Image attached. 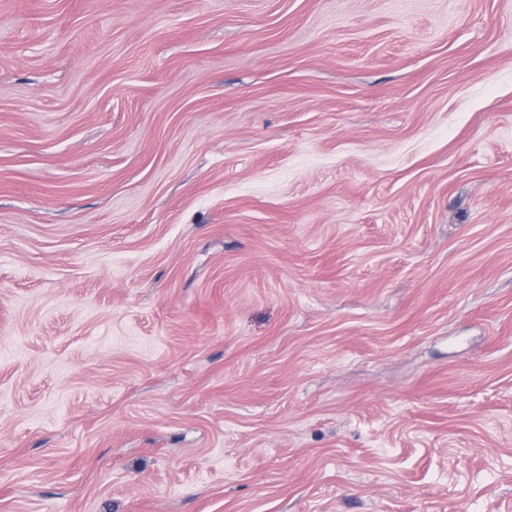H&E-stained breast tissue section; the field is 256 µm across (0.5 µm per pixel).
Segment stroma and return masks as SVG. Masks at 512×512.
I'll use <instances>...</instances> for the list:
<instances>
[{
  "label": "stroma",
  "instance_id": "stroma-1",
  "mask_svg": "<svg viewBox=\"0 0 512 512\" xmlns=\"http://www.w3.org/2000/svg\"><path fill=\"white\" fill-rule=\"evenodd\" d=\"M0 512H512V0H0Z\"/></svg>",
  "mask_w": 512,
  "mask_h": 512
}]
</instances>
